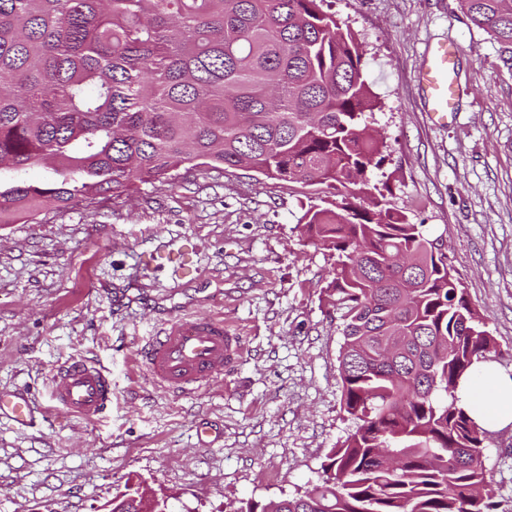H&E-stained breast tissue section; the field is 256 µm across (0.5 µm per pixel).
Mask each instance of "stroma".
I'll use <instances>...</instances> for the list:
<instances>
[{
  "mask_svg": "<svg viewBox=\"0 0 512 512\" xmlns=\"http://www.w3.org/2000/svg\"><path fill=\"white\" fill-rule=\"evenodd\" d=\"M356 35L380 106L368 126L388 157L371 168L392 206L443 242L472 309L512 369V47L458 0H328ZM458 49L453 122L429 118L415 76L429 45ZM317 187L239 169H195L129 198L0 224V390L47 395L85 358L112 374V408L21 430L0 419V512H99L128 482L171 512H224L318 483L353 427L341 409L340 322L325 290L332 250L300 219ZM220 311L243 353L195 395L154 386L137 344L179 313ZM209 426L214 444H197ZM485 480L512 512V424L486 432Z\"/></svg>",
  "mask_w": 512,
  "mask_h": 512,
  "instance_id": "1",
  "label": "stroma"
}]
</instances>
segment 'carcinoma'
<instances>
[{"mask_svg":"<svg viewBox=\"0 0 512 512\" xmlns=\"http://www.w3.org/2000/svg\"><path fill=\"white\" fill-rule=\"evenodd\" d=\"M324 0H0V224L95 207L182 169L318 186L305 235L336 252L342 408L355 422L319 483L228 512H497L485 430L454 389L495 342L437 239L389 207L366 123L379 102ZM512 46V0H458ZM38 163L54 178L27 182ZM140 483L112 512H167Z\"/></svg>","mask_w":512,"mask_h":512,"instance_id":"1","label":"carcinoma"}]
</instances>
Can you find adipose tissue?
I'll return each mask as SVG.
<instances>
[{"label": "adipose tissue", "instance_id": "adipose-tissue-1", "mask_svg": "<svg viewBox=\"0 0 512 512\" xmlns=\"http://www.w3.org/2000/svg\"><path fill=\"white\" fill-rule=\"evenodd\" d=\"M455 397L457 405L485 429L512 423V373L492 360H476L460 380Z\"/></svg>", "mask_w": 512, "mask_h": 512}]
</instances>
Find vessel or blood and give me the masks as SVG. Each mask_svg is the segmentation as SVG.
Instances as JSON below:
<instances>
[{"instance_id": "b4317fda", "label": "vessel or blood", "mask_w": 512, "mask_h": 512, "mask_svg": "<svg viewBox=\"0 0 512 512\" xmlns=\"http://www.w3.org/2000/svg\"><path fill=\"white\" fill-rule=\"evenodd\" d=\"M457 51L434 45L416 73L418 90L432 121L444 124L456 112L459 85ZM241 353L238 337L226 335L224 319L211 313L179 314L167 321L137 354L159 388L175 394H195L223 379ZM112 406V376L97 364L74 359L52 375L43 413H65L81 421L103 417ZM35 409L20 394L0 391V414L16 423L33 422Z\"/></svg>"}]
</instances>
